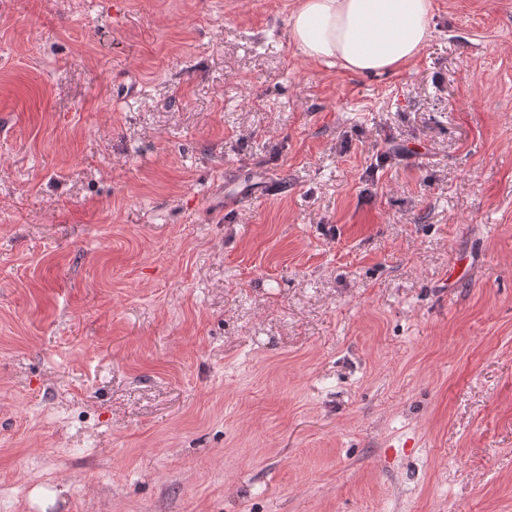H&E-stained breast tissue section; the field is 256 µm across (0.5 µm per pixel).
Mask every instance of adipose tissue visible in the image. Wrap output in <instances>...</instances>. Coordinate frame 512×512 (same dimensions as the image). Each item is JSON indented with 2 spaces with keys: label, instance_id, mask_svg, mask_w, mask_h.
<instances>
[{
  "label": "adipose tissue",
  "instance_id": "obj_1",
  "mask_svg": "<svg viewBox=\"0 0 512 512\" xmlns=\"http://www.w3.org/2000/svg\"><path fill=\"white\" fill-rule=\"evenodd\" d=\"M432 9V0H300L289 25L308 59L384 74L424 50Z\"/></svg>",
  "mask_w": 512,
  "mask_h": 512
}]
</instances>
